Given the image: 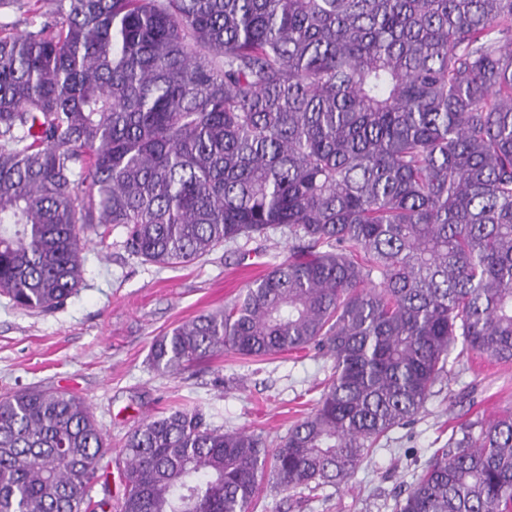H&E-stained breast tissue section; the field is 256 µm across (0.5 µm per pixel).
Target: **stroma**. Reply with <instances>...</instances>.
<instances>
[{
  "instance_id": "35a3bbf8",
  "label": "stroma",
  "mask_w": 512,
  "mask_h": 512,
  "mask_svg": "<svg viewBox=\"0 0 512 512\" xmlns=\"http://www.w3.org/2000/svg\"><path fill=\"white\" fill-rule=\"evenodd\" d=\"M111 239L104 252L87 245L83 284L56 310L28 312L0 296V395L41 387L85 399L110 449L93 500L121 499L118 450L146 418L197 406L213 426L273 440L313 410L330 362L312 349L263 360L223 352L170 373L149 360L156 337L223 309L287 255L286 232L224 245L176 268L129 255L121 233ZM509 407L512 367L471 356L451 366L415 420L389 432L346 485L293 495L264 481L255 512H394L399 492L447 444L453 425Z\"/></svg>"
}]
</instances>
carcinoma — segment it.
I'll return each mask as SVG.
<instances>
[{
	"label": "carcinoma",
	"instance_id": "carcinoma-1",
	"mask_svg": "<svg viewBox=\"0 0 512 512\" xmlns=\"http://www.w3.org/2000/svg\"><path fill=\"white\" fill-rule=\"evenodd\" d=\"M0 21V296L47 313L85 235L160 267L288 230L224 309L157 337L178 371L314 348V411L269 442L198 408L122 445L65 391L0 398V512H253L346 483L449 361L512 363V0H34ZM396 512H512V410L459 424Z\"/></svg>",
	"mask_w": 512,
	"mask_h": 512
}]
</instances>
